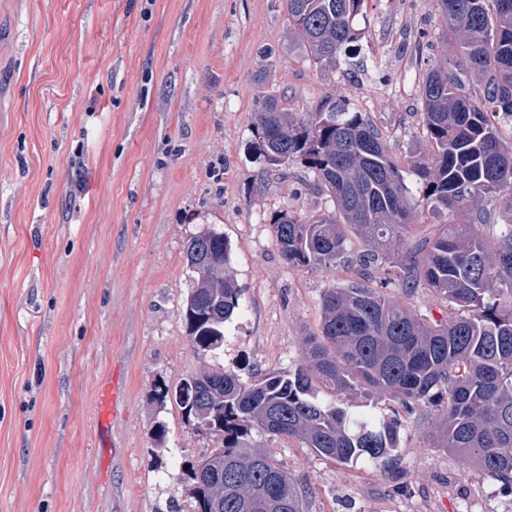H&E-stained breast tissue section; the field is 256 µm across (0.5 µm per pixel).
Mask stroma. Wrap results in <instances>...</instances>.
Masks as SVG:
<instances>
[{"instance_id":"stroma-1","label":"stroma","mask_w":512,"mask_h":512,"mask_svg":"<svg viewBox=\"0 0 512 512\" xmlns=\"http://www.w3.org/2000/svg\"><path fill=\"white\" fill-rule=\"evenodd\" d=\"M355 26L363 69L342 57L319 71L288 36L285 0H0V512H188L180 476L212 442L153 396L203 368L180 316L184 244L203 227L228 241L244 304L219 363L297 367L324 289L353 274L281 257L274 213L331 203L300 166L268 171L257 96L285 91L294 112L348 101L404 164L430 149L424 62L449 50L432 0H370ZM385 293L432 320L451 314L426 288ZM359 404L399 416L391 467L259 439L308 488L307 512H512L500 482L429 447V412Z\"/></svg>"}]
</instances>
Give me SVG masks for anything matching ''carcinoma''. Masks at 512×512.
Segmentation results:
<instances>
[{
	"mask_svg": "<svg viewBox=\"0 0 512 512\" xmlns=\"http://www.w3.org/2000/svg\"><path fill=\"white\" fill-rule=\"evenodd\" d=\"M369 0H285L288 31L318 68L356 55L355 20ZM453 53L429 65L419 94L431 145L409 170L366 114L328 98L313 112L288 110V93L261 91L252 117L268 169L299 164L333 208L282 209L272 227L282 258L307 270L346 262L352 239L365 250L355 272L389 266L380 288H427L454 313L431 321L379 288L332 285L321 299L319 333L305 339L288 373L241 376L213 364L154 401L172 402L189 426L205 424L214 448L189 462L191 512H305L309 490L255 437L288 438L345 466L378 467L400 448L401 423L355 411L361 397L388 398L406 413L433 407L429 446L456 454L512 490V224L490 223L488 205L512 208V140L493 118L512 116V0H435ZM484 79L483 95L465 91ZM465 214L440 226L428 246L410 244L423 206ZM191 287L182 307L198 357L224 348V323L243 312L224 276V233L204 227L184 246Z\"/></svg>",
	"mask_w": 512,
	"mask_h": 512,
	"instance_id": "carcinoma-1",
	"label": "carcinoma"
}]
</instances>
